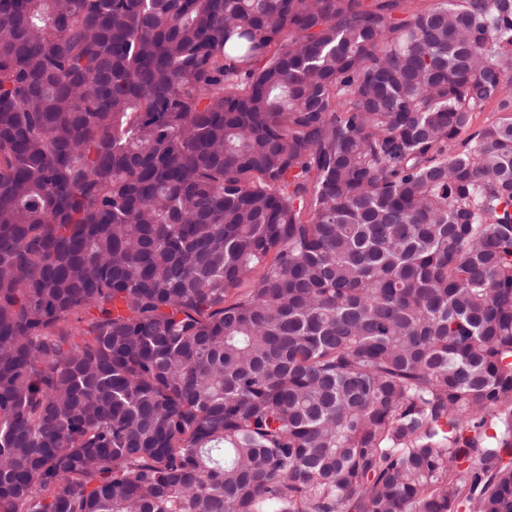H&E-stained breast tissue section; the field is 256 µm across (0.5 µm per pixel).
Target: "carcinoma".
<instances>
[{
    "instance_id": "carcinoma-1",
    "label": "carcinoma",
    "mask_w": 512,
    "mask_h": 512,
    "mask_svg": "<svg viewBox=\"0 0 512 512\" xmlns=\"http://www.w3.org/2000/svg\"><path fill=\"white\" fill-rule=\"evenodd\" d=\"M410 2L0 0V512H512V0Z\"/></svg>"
}]
</instances>
